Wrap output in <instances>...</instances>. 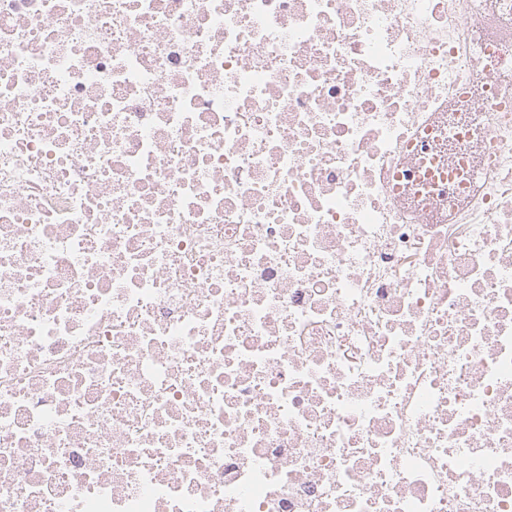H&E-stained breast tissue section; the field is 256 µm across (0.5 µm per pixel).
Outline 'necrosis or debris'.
I'll return each instance as SVG.
<instances>
[{
    "instance_id": "obj_1",
    "label": "necrosis or debris",
    "mask_w": 512,
    "mask_h": 512,
    "mask_svg": "<svg viewBox=\"0 0 512 512\" xmlns=\"http://www.w3.org/2000/svg\"><path fill=\"white\" fill-rule=\"evenodd\" d=\"M0 512H512V0H0Z\"/></svg>"
}]
</instances>
